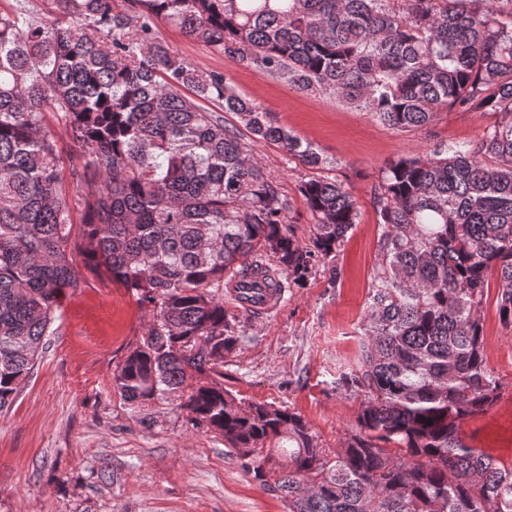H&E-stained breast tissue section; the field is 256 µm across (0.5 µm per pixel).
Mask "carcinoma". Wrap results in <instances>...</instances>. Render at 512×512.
<instances>
[{
    "label": "carcinoma",
    "mask_w": 512,
    "mask_h": 512,
    "mask_svg": "<svg viewBox=\"0 0 512 512\" xmlns=\"http://www.w3.org/2000/svg\"><path fill=\"white\" fill-rule=\"evenodd\" d=\"M128 4L0 10V410L58 334L79 237L85 265L152 312L114 389L136 407L178 394L192 426L222 435L288 512H512V463L459 436L501 388L482 350L493 281L512 326V0ZM161 23L399 130L426 133L445 109L499 117L476 142L378 172L379 258L360 351L336 381L360 408L334 454L297 414L224 390L240 336L214 289L267 257L303 284L336 257L357 201L334 180L302 179L311 224L299 239L224 113L309 169L326 159L224 74L171 55Z\"/></svg>",
    "instance_id": "1"
}]
</instances>
